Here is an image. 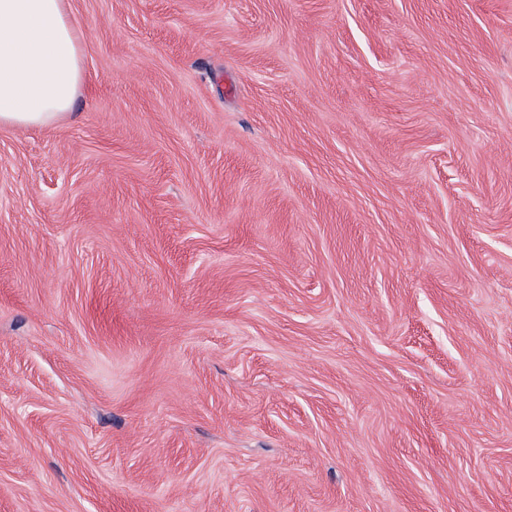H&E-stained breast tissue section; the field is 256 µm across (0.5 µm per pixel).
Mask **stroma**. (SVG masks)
Instances as JSON below:
<instances>
[{"instance_id":"1","label":"stroma","mask_w":512,"mask_h":512,"mask_svg":"<svg viewBox=\"0 0 512 512\" xmlns=\"http://www.w3.org/2000/svg\"><path fill=\"white\" fill-rule=\"evenodd\" d=\"M0 127V512H512V0H71ZM84 50L70 0H0V127H47L70 113Z\"/></svg>"}]
</instances>
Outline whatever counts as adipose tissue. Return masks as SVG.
Segmentation results:
<instances>
[{"instance_id": "1", "label": "adipose tissue", "mask_w": 512, "mask_h": 512, "mask_svg": "<svg viewBox=\"0 0 512 512\" xmlns=\"http://www.w3.org/2000/svg\"><path fill=\"white\" fill-rule=\"evenodd\" d=\"M71 0H0V127H47L83 87Z\"/></svg>"}]
</instances>
